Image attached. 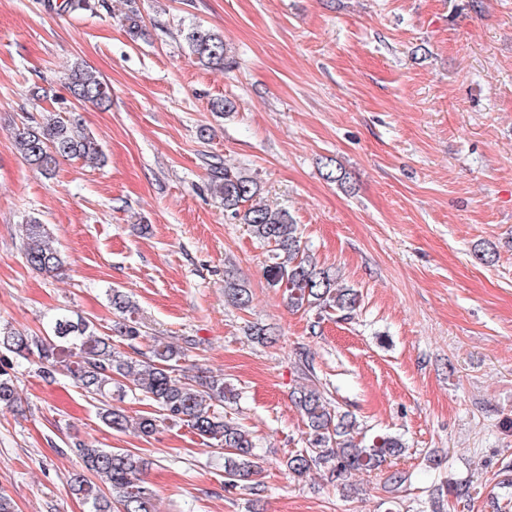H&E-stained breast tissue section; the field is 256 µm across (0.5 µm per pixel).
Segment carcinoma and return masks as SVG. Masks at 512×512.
<instances>
[{
	"instance_id": "cac0c4a2",
	"label": "carcinoma",
	"mask_w": 512,
	"mask_h": 512,
	"mask_svg": "<svg viewBox=\"0 0 512 512\" xmlns=\"http://www.w3.org/2000/svg\"><path fill=\"white\" fill-rule=\"evenodd\" d=\"M184 40L192 62L211 69H224V36L209 29H189ZM72 96L81 103L107 108L112 104L108 83L95 71L75 63L68 75ZM18 149L26 163L44 176L55 173L65 159L101 160L97 139L76 120L47 112L41 120L16 134ZM213 188L231 219L245 224L253 237L269 247L266 274L269 282L283 289L288 306L295 310L332 309L349 315L360 306L361 295L342 283L329 269L319 266L307 252L291 215L265 203L260 183L252 176L231 169L216 171ZM49 225L31 217L22 225L24 255L35 271L55 274L63 267L60 251L51 244ZM224 295L239 308L252 301V291L233 271L224 279ZM112 310L120 315L118 333L135 341L145 336L138 305L122 290L108 293ZM195 343L181 344L153 337L150 356L140 359L112 347V339L97 333L94 322L78 313L60 312L45 335L13 328H0V350L32 359L43 376L64 367L87 394L100 397L98 416L115 432L129 427L144 437L169 422L183 424L203 441L224 451V478L231 486L257 473L254 437L224 413V403L234 399L233 390L221 376L198 381L176 374ZM149 402L153 411L132 421L120 406L127 392ZM309 429L307 447L284 460L288 473L301 477L323 467L337 478L352 472H367L402 456L401 438L376 435L367 443L355 440L356 419L331 407L323 393L302 385L291 395ZM20 400L14 379L0 370V408L12 409ZM82 470L69 477V487L87 505V512H154V491L142 478L144 460L121 448L76 449Z\"/></svg>"
}]
</instances>
